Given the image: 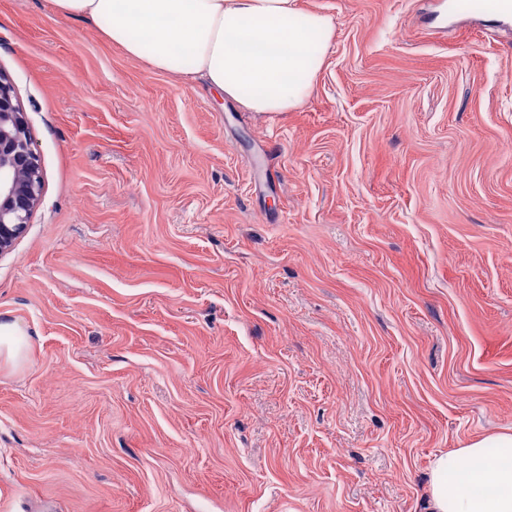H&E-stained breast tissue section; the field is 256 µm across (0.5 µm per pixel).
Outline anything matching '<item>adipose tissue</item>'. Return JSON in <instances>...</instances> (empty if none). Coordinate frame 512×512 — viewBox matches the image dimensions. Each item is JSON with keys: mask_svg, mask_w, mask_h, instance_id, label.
Returning a JSON list of instances; mask_svg holds the SVG:
<instances>
[{"mask_svg": "<svg viewBox=\"0 0 512 512\" xmlns=\"http://www.w3.org/2000/svg\"><path fill=\"white\" fill-rule=\"evenodd\" d=\"M60 14L99 23L104 37L151 69H183L253 112L297 108L309 95L332 34L330 20L296 0H51ZM28 333L0 321V367L27 359ZM431 512H512V434L438 456Z\"/></svg>", "mask_w": 512, "mask_h": 512, "instance_id": "obj_1", "label": "adipose tissue"}]
</instances>
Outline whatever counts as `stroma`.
Listing matches in <instances>:
<instances>
[{"instance_id":"1","label":"stroma","mask_w":512,"mask_h":512,"mask_svg":"<svg viewBox=\"0 0 512 512\" xmlns=\"http://www.w3.org/2000/svg\"><path fill=\"white\" fill-rule=\"evenodd\" d=\"M493 2L297 0L333 35L263 115L0 0L44 177L0 255L33 338L0 368V512H431L435 457L512 432Z\"/></svg>"}]
</instances>
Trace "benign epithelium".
Returning a JSON list of instances; mask_svg holds the SVG:
<instances>
[{"mask_svg": "<svg viewBox=\"0 0 512 512\" xmlns=\"http://www.w3.org/2000/svg\"><path fill=\"white\" fill-rule=\"evenodd\" d=\"M43 172L25 112L0 72V255L25 232L42 197Z\"/></svg>", "mask_w": 512, "mask_h": 512, "instance_id": "obj_1", "label": "benign epithelium"}]
</instances>
